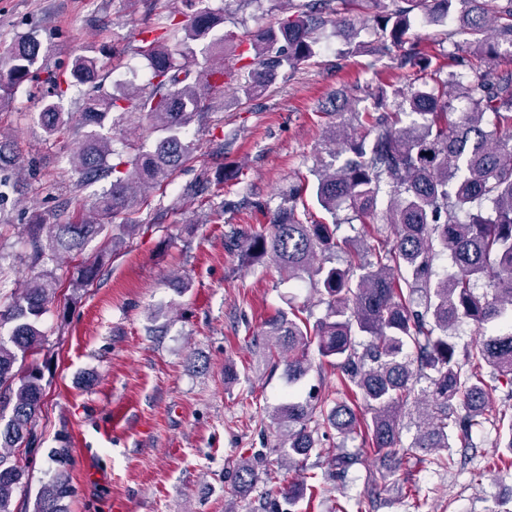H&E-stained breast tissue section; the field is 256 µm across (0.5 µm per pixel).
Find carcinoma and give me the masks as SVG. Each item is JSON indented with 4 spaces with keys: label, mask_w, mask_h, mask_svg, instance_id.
<instances>
[{
    "label": "carcinoma",
    "mask_w": 512,
    "mask_h": 512,
    "mask_svg": "<svg viewBox=\"0 0 512 512\" xmlns=\"http://www.w3.org/2000/svg\"><path fill=\"white\" fill-rule=\"evenodd\" d=\"M290 14L250 39L252 53L239 55L230 69L206 65L197 70V54L210 47L207 38L218 19L197 8L174 15L145 30L139 50L151 68L148 88L119 96L90 99L80 112L83 139L71 162L83 181L112 178L109 190L91 212L45 226L26 225L28 259L33 267L61 255L78 256L93 239L105 234L115 246L131 237L138 225L115 220L134 204L144 184L167 185L187 159L192 143L187 131L203 116L198 85L234 86L246 98L263 93L284 67L311 59L318 31L327 23L358 30L343 6L375 0H289ZM395 9L374 15L379 40L373 55L388 56L406 44L416 15L428 25L453 20L470 36V45L487 57L501 45L512 48V0H394ZM34 37L20 39L8 51L6 79H0V106L32 73L41 55ZM399 79L408 84L429 67L415 45L393 58ZM110 71L88 55L75 58L69 77H48L38 113L48 136L67 121L60 100L78 83L102 84ZM460 87L459 92L452 86ZM140 115L160 133L154 147H139L129 157L133 175L118 176L109 164L111 138L104 130L126 116ZM409 121L402 122L401 116ZM350 153L344 165L301 184L289 195L269 233L242 237L237 246L251 258L270 259L290 279L307 274L327 295L324 317L310 321L279 311L265 322L266 357L274 368L285 365L288 379L301 380L312 368L311 346L319 363L336 367L344 398L294 394L272 414L276 443L242 457L231 474L234 488L248 493L270 465L296 470L299 478L279 494L293 506L305 496L306 463L319 435L333 429L361 437L394 473L415 459L445 469L454 464L450 449L477 447L492 393L503 388L512 400V70L489 65L466 82L454 71L401 97L391 110L379 95L375 112L366 113V132L341 141ZM390 188L385 210L382 193ZM331 215L345 204L368 226L363 239L338 238L340 225L310 219L304 195ZM349 249L346 265H314L317 254ZM448 255L453 272L440 278L434 265ZM97 263L79 269L75 288L92 284ZM486 279L489 289L476 291ZM57 278L45 273L31 280L0 311V512H15L13 492L25 478L26 465L15 450L35 442L34 423L43 403L44 374L38 364L22 362L47 341L41 318L54 297ZM461 318L472 320L486 337L463 352L448 339ZM417 414L416 434L403 445V419ZM495 447L498 462L512 467V415L499 419ZM56 464L42 487L35 512H67L63 501L73 494L69 475L71 452L52 451Z\"/></svg>",
    "instance_id": "1"
}]
</instances>
